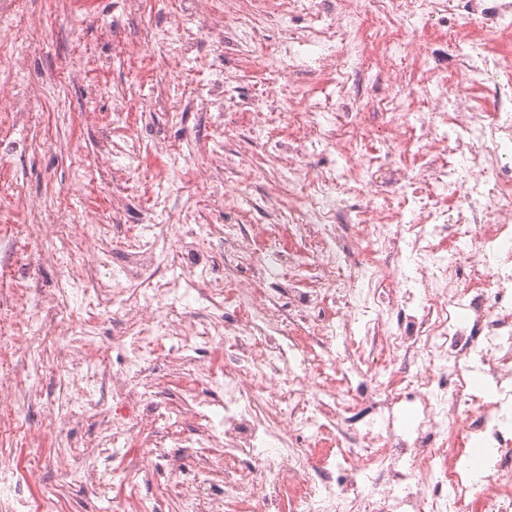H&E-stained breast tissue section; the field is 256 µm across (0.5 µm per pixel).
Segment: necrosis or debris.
I'll list each match as a JSON object with an SVG mask.
<instances>
[{"mask_svg": "<svg viewBox=\"0 0 512 512\" xmlns=\"http://www.w3.org/2000/svg\"><path fill=\"white\" fill-rule=\"evenodd\" d=\"M205 12L209 0H192ZM289 29L275 55L264 32L207 16L158 28L181 54L208 44L266 62L287 78L282 96L256 93L245 147L276 164L268 222L178 219L179 254L206 263L174 269L161 224H137L122 263L101 284L120 334L110 379L116 409L103 448L132 483L112 512H159L168 474L181 512H512V0H283ZM446 46L445 62L430 60ZM313 53L334 74L315 97ZM289 128L271 134L269 111ZM328 161L307 166L312 146ZM313 236L316 252L282 247ZM200 315L170 322V311ZM27 298L0 305V352L23 351L26 375L0 373V422L28 450L47 436L22 410L40 396L45 363L35 337L13 334ZM198 362L182 380L187 466L151 438L160 416L142 377L156 345ZM100 388L71 383L49 401L50 423L99 407ZM409 427H402L403 411ZM346 443L342 460L314 465L322 434ZM487 450L467 471L460 442ZM220 449L217 457L202 448ZM32 464L0 466V512H58L28 492Z\"/></svg>", "mask_w": 512, "mask_h": 512, "instance_id": "4bbe7bcc", "label": "necrosis or debris"}]
</instances>
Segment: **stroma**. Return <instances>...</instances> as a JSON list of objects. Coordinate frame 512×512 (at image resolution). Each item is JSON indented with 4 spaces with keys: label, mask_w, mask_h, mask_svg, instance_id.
Wrapping results in <instances>:
<instances>
[{
    "label": "stroma",
    "mask_w": 512,
    "mask_h": 512,
    "mask_svg": "<svg viewBox=\"0 0 512 512\" xmlns=\"http://www.w3.org/2000/svg\"><path fill=\"white\" fill-rule=\"evenodd\" d=\"M279 5L280 0H215L214 10L238 12L264 29L266 50L272 54L279 32L266 21ZM187 9L186 0H141L133 14L116 9L115 0H20V13L44 14L53 27L42 37L0 49V80L45 83L55 92L37 104L27 126H15L11 113L0 112V300L52 290L63 279L65 267L43 259L32 235L33 223L43 217L68 224L99 221L96 235L74 240L67 248L104 258V265L88 272L90 279L101 280L107 263L123 259L129 225L165 224L171 212L186 209L205 224L223 223L228 216L223 194L209 188L216 174L210 150L217 127L241 131V116L187 112L174 120L170 113L174 100L191 98L200 85L223 73L237 76L241 95H251L260 84L261 70L247 56L218 59L204 51L171 66L176 46L153 50L151 30L178 20L193 25ZM121 97L128 98L131 107L117 117L112 101ZM132 149L143 161L137 172L123 174L101 163L103 156ZM168 152L186 159L187 167H167ZM261 153L257 146L236 159L252 171L245 208L256 228L265 222L271 174L270 168L253 166ZM83 314L95 319L84 341L102 351L100 366L90 375L100 382L116 363L112 309L91 292L83 300ZM66 347L62 340L43 343L44 398L63 394L60 372L68 365ZM143 384L160 396L170 414L160 422L158 435L169 448H177L183 428L174 413L184 400L175 370L167 359H158ZM27 424L52 434L30 491L53 495L65 512H111L112 497L122 493V485L112 482L91 492L78 491L52 467L60 453L72 456L81 467L89 466L92 444L106 435L101 414L86 412L51 427L36 405L28 411Z\"/></svg>",
    "instance_id": "obj_1"
}]
</instances>
